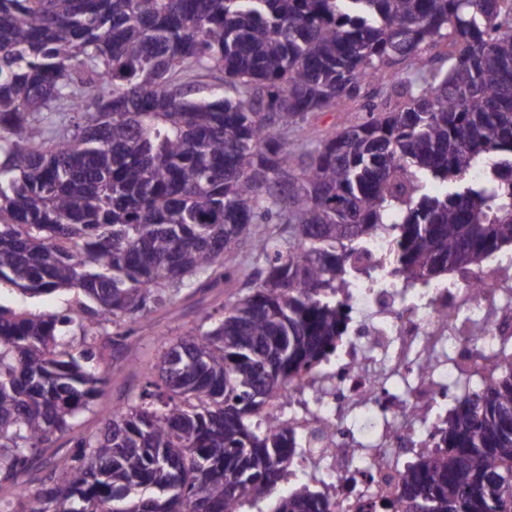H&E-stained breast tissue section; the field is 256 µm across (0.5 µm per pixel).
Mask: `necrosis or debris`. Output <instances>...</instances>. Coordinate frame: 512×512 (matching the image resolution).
Listing matches in <instances>:
<instances>
[{
	"label": "necrosis or debris",
	"instance_id": "1",
	"mask_svg": "<svg viewBox=\"0 0 512 512\" xmlns=\"http://www.w3.org/2000/svg\"><path fill=\"white\" fill-rule=\"evenodd\" d=\"M370 241L343 297L351 314L327 360L293 379L260 415L298 438L289 490L314 485L345 512L394 497L409 463L433 445L456 402L512 361V276L493 255L447 282L414 284Z\"/></svg>",
	"mask_w": 512,
	"mask_h": 512
}]
</instances>
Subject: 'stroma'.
Masks as SVG:
<instances>
[{"label":"stroma","instance_id":"obj_1","mask_svg":"<svg viewBox=\"0 0 512 512\" xmlns=\"http://www.w3.org/2000/svg\"><path fill=\"white\" fill-rule=\"evenodd\" d=\"M228 289L213 288L205 292L184 288L170 302L162 304L141 323L136 325L130 339L136 351L139 364L113 370L111 345L96 342L97 356L94 366L106 378L103 393L93 402L90 410L80 414L71 424L68 432L52 440L38 452L29 468L20 473L17 485L0 486V498L16 500L18 487L31 490L41 488L54 477L53 466L70 451L75 438L97 431L103 419L116 405L126 404L135 399L150 379L151 369L159 361L162 340H174L192 334L200 325L202 313H210L212 323H219L224 317V302ZM85 297L75 290L58 291L50 295L28 297L15 286L0 282V306L22 314L41 315L64 310L76 312L83 308Z\"/></svg>","mask_w":512,"mask_h":512}]
</instances>
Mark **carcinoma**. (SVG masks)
Here are the masks:
<instances>
[{
	"label": "carcinoma",
	"mask_w": 512,
	"mask_h": 512,
	"mask_svg": "<svg viewBox=\"0 0 512 512\" xmlns=\"http://www.w3.org/2000/svg\"><path fill=\"white\" fill-rule=\"evenodd\" d=\"M445 42L447 65H419ZM402 63L381 105L309 138ZM211 71L224 92L192 78ZM376 235L426 284L512 247V0H0V280L92 301L0 306V483L102 392L96 337L77 357L60 337L203 274L226 285L247 247L250 293L165 345L158 380L19 490L22 512H334L309 486L277 494L295 437L254 415L336 348ZM434 440L375 512H512V364ZM364 101L349 102L347 101L341 108L336 111L326 112L319 118L311 122L310 129L316 138H324L340 131L343 127L358 121L364 112L362 105Z\"/></svg>",
	"instance_id": "carcinoma-1"
}]
</instances>
